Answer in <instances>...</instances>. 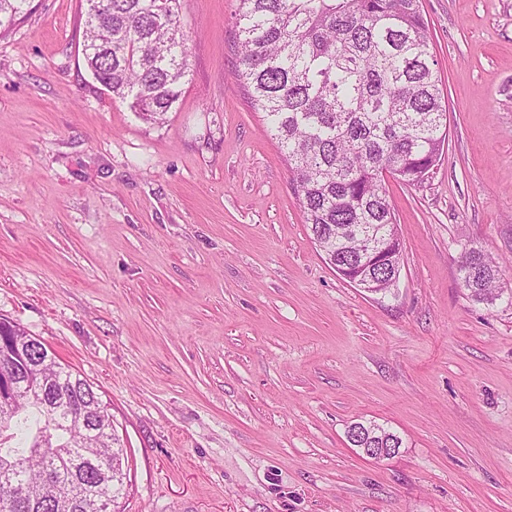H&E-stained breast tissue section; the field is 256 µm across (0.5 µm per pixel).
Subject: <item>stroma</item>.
Masks as SVG:
<instances>
[{
  "label": "stroma",
  "instance_id": "obj_1",
  "mask_svg": "<svg viewBox=\"0 0 512 512\" xmlns=\"http://www.w3.org/2000/svg\"><path fill=\"white\" fill-rule=\"evenodd\" d=\"M421 4L449 136L388 182L386 295L327 263L235 87L236 0H181L161 125L87 71L85 0H31L0 37V318L97 389L121 512H512V303L456 272L465 246L512 266V0ZM369 420L398 454L351 445Z\"/></svg>",
  "mask_w": 512,
  "mask_h": 512
}]
</instances>
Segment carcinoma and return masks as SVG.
Returning <instances> with one entry per match:
<instances>
[{
    "label": "carcinoma",
    "mask_w": 512,
    "mask_h": 512,
    "mask_svg": "<svg viewBox=\"0 0 512 512\" xmlns=\"http://www.w3.org/2000/svg\"><path fill=\"white\" fill-rule=\"evenodd\" d=\"M235 80L287 154L313 239L331 265L386 282L367 262L398 232L385 182L424 181L448 137L438 61L421 0H237ZM82 54L92 77L143 122L159 125L187 76L180 0H86ZM30 0H0V33ZM459 279L493 304L507 271L464 251ZM27 332L0 320V349ZM0 388V512H102L125 491V449L112 416L80 374L34 364Z\"/></svg>",
    "instance_id": "obj_1"
}]
</instances>
